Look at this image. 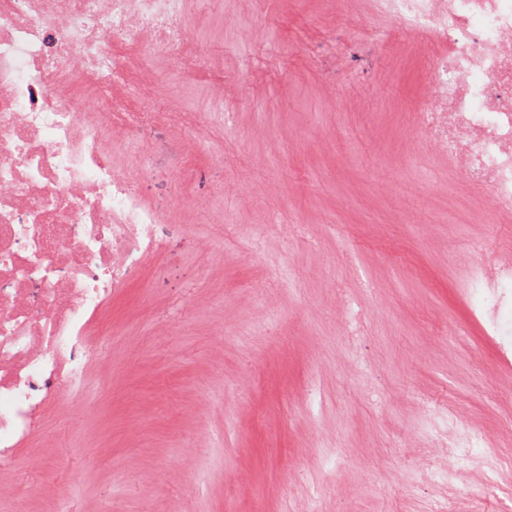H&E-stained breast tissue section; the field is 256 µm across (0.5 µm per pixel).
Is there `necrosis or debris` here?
Listing matches in <instances>:
<instances>
[{
	"label": "necrosis or debris",
	"instance_id": "1",
	"mask_svg": "<svg viewBox=\"0 0 512 512\" xmlns=\"http://www.w3.org/2000/svg\"><path fill=\"white\" fill-rule=\"evenodd\" d=\"M0 0V465L60 394L85 397L111 340L118 285L157 248V214L101 148L95 114L123 72L112 47L145 30L144 57L178 55L184 0ZM399 26L438 29L420 126L489 197L512 209V0H387ZM88 77L75 98L72 84Z\"/></svg>",
	"mask_w": 512,
	"mask_h": 512
}]
</instances>
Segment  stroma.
Masks as SVG:
<instances>
[{
	"mask_svg": "<svg viewBox=\"0 0 512 512\" xmlns=\"http://www.w3.org/2000/svg\"><path fill=\"white\" fill-rule=\"evenodd\" d=\"M180 23L178 56L113 49L115 111L170 117L112 141L160 245L107 309L109 386L0 466V512H512V287L470 286L478 249L512 265V211L421 149L447 44L377 0Z\"/></svg>",
	"mask_w": 512,
	"mask_h": 512,
	"instance_id": "35a3bbf8",
	"label": "stroma"
}]
</instances>
